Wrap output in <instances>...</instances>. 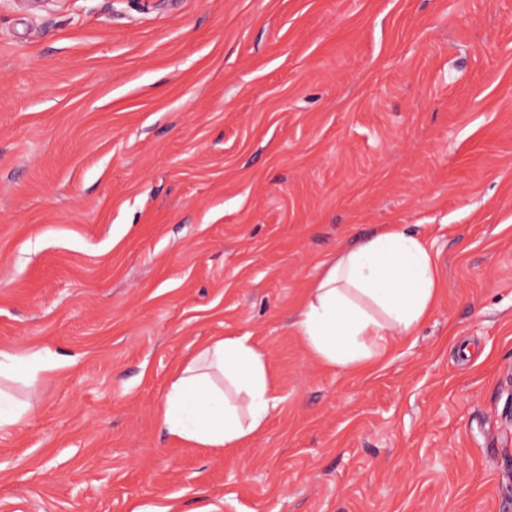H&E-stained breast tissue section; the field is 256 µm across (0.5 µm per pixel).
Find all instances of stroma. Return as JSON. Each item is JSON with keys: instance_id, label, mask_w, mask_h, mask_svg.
I'll return each instance as SVG.
<instances>
[{"instance_id": "1", "label": "stroma", "mask_w": 512, "mask_h": 512, "mask_svg": "<svg viewBox=\"0 0 512 512\" xmlns=\"http://www.w3.org/2000/svg\"><path fill=\"white\" fill-rule=\"evenodd\" d=\"M385 224L432 316L364 373L293 317ZM215 336L281 402L236 448L160 413ZM0 512H512V0H0ZM20 360L21 357L0 351V429L14 425L31 409L29 402L15 399L1 387L3 379H22L18 373Z\"/></svg>"}]
</instances>
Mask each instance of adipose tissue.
Instances as JSON below:
<instances>
[{"label": "adipose tissue", "instance_id": "ef3b65f1", "mask_svg": "<svg viewBox=\"0 0 512 512\" xmlns=\"http://www.w3.org/2000/svg\"><path fill=\"white\" fill-rule=\"evenodd\" d=\"M440 289L438 266L420 238L385 226L331 259L292 326L322 364L360 371L382 362L396 337L432 314ZM278 403L264 353L245 336L215 337L177 369L162 423L188 445L233 448L258 435Z\"/></svg>", "mask_w": 512, "mask_h": 512}]
</instances>
